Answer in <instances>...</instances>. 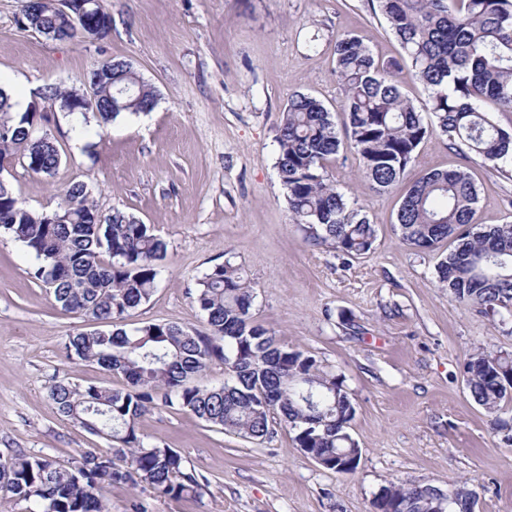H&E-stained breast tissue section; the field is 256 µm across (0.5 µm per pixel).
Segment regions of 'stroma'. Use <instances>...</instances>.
I'll return each mask as SVG.
<instances>
[{"label":"stroma","mask_w":512,"mask_h":512,"mask_svg":"<svg viewBox=\"0 0 512 512\" xmlns=\"http://www.w3.org/2000/svg\"><path fill=\"white\" fill-rule=\"evenodd\" d=\"M25 3L0 0V75L15 78L18 93L32 102L49 85L89 93L91 69L119 58L154 87L158 103L104 128L91 116L45 109L36 131L60 151L53 176L16 161L0 179L44 212L85 183L101 216L132 215L166 243L156 291L124 317L126 329L171 322L205 330L190 294L232 258L254 286L255 319L281 345L341 375L356 409L349 431L362 457L345 475L307 458L285 426L244 439L156 404L139 420L142 433L179 451L209 486L197 498H170L117 484L104 491L112 512H127L135 498L149 512H373L380 488L400 480L443 489L462 480L480 512H512V444L473 401L465 373L474 349L512 353V322L438 288L434 269L453 241L427 254L409 248L394 228L402 188L376 191L352 144L327 172L376 226L374 249L362 258L306 242L278 178L276 128L291 96L340 103L341 35L367 36L379 59L400 57L372 0H103L111 29L71 43L22 27ZM433 168L469 172L475 223L512 221V162L482 160L435 134L412 171ZM35 263L0 232V456L21 450L67 463L106 442L59 415L52 382L123 390L127 381L67 354L69 336L89 330L90 318L56 303L31 277Z\"/></svg>","instance_id":"35a3bbf8"}]
</instances>
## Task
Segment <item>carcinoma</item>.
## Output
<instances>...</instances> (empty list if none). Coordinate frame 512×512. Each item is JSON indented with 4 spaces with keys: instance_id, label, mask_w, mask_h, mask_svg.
<instances>
[{
    "instance_id": "obj_1",
    "label": "carcinoma",
    "mask_w": 512,
    "mask_h": 512,
    "mask_svg": "<svg viewBox=\"0 0 512 512\" xmlns=\"http://www.w3.org/2000/svg\"><path fill=\"white\" fill-rule=\"evenodd\" d=\"M389 31L425 86L428 96L415 104L394 81L401 61L372 54L366 36L350 33L336 41V76L342 85V122L320 100L298 93L282 112L277 129L276 168L286 191L291 221L305 226L308 239L357 259L374 249L375 225L360 215L330 182L343 139L357 149L362 174L386 192L410 173L415 154L435 132L488 161L512 160V131L499 127L486 103L512 112V0H377ZM22 24L56 41L102 36L112 26L104 11L97 30L70 25L52 5L31 0ZM128 69L134 92L112 106V75ZM98 97L88 102L48 85L40 100L70 113L96 114L108 124L149 112L154 88L133 64L108 59L91 72ZM9 95L0 88V168L14 160L50 177L61 161L47 135L35 134L40 110L11 114ZM477 187L469 173L434 169L410 179L399 205L395 229L412 249L427 253L451 239L455 246L436 266L438 286L464 307L505 324L512 320V224L473 223ZM65 224H47L44 214L25 206L0 184V230L34 255L33 277L70 311L111 324L79 332L67 353L96 362L125 377L128 389L108 390L55 381L49 397L73 424L108 442L87 448L71 464L52 456L17 452L0 458V493L32 503L37 512H110L105 488L117 483L145 485L160 497L197 496L207 479L176 450L148 441L139 419L162 398L226 434L262 439L273 426L294 431L298 447L322 468L351 474L359 448L349 432L355 407L342 377L313 356L280 345L253 319V286L227 258L198 282L193 300L208 332L173 323H148L130 331L118 320L147 302L159 275L165 242L136 218L121 211L98 223L83 183L72 184L62 204ZM110 261H102V254ZM224 362L229 380L202 388L194 380L214 361ZM467 386L493 427L509 430L500 417L512 401V354L476 351L466 364ZM373 508L422 512L418 485L391 483Z\"/></svg>"
}]
</instances>
